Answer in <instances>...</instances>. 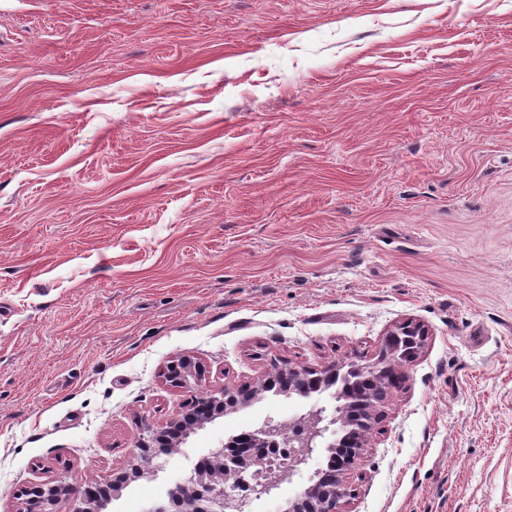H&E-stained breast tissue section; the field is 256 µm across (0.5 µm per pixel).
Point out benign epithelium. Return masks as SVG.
I'll use <instances>...</instances> for the list:
<instances>
[{
  "label": "benign epithelium",
  "mask_w": 512,
  "mask_h": 512,
  "mask_svg": "<svg viewBox=\"0 0 512 512\" xmlns=\"http://www.w3.org/2000/svg\"><path fill=\"white\" fill-rule=\"evenodd\" d=\"M399 336L412 342L411 353L406 357L411 360L424 348L429 331L413 319L397 324L388 331L377 358L403 362L406 358L400 354V346L394 343V338ZM344 365L343 361H334L320 369L285 365L277 368L276 375L288 380L286 393L307 397L311 390L304 376L316 374L315 391L324 392L335 386ZM350 366L363 375L360 388L364 407L360 424L349 423L347 405L314 407L294 419L305 435L289 439L281 423L269 416L246 433V447L250 451L231 457L224 452L222 443L208 449L205 459L209 469L193 470L171 491L168 500L154 503L147 512H252L253 501L274 495L285 478H293L316 457L326 460L332 469V480L323 481L322 470L315 471L309 484L282 512H349L348 506L354 496L350 471L366 454L384 406L382 401L371 397L379 387L376 379L366 375L371 364L352 360ZM164 379L174 388L192 385L200 388L206 380V368L196 359L183 355L167 366ZM269 385L268 379L264 378L254 391L243 392L234 385H226L217 391H201L191 410L171 418L165 426L157 428L151 423L141 424L136 440L138 453L121 476L107 479L95 488L77 482L34 485L26 491L25 508L21 512H56L57 504L63 499L72 501V512H102L105 499H116L130 482L155 475L164 457L172 453L175 445L183 443L191 432L247 404L257 393L267 391ZM273 446H290L296 453L286 463L270 460L264 468H256L258 460L254 450ZM237 486L249 489V494L235 493Z\"/></svg>",
  "instance_id": "1"
}]
</instances>
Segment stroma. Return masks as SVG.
<instances>
[{
    "mask_svg": "<svg viewBox=\"0 0 512 512\" xmlns=\"http://www.w3.org/2000/svg\"><path fill=\"white\" fill-rule=\"evenodd\" d=\"M428 340L351 512H512V0H0V512L271 360ZM333 392L265 393L208 448ZM163 376L171 387L188 388L193 384L202 389L206 368L196 359L183 355L167 366Z\"/></svg>",
    "mask_w": 512,
    "mask_h": 512,
    "instance_id": "35a3bbf8",
    "label": "stroma"
}]
</instances>
